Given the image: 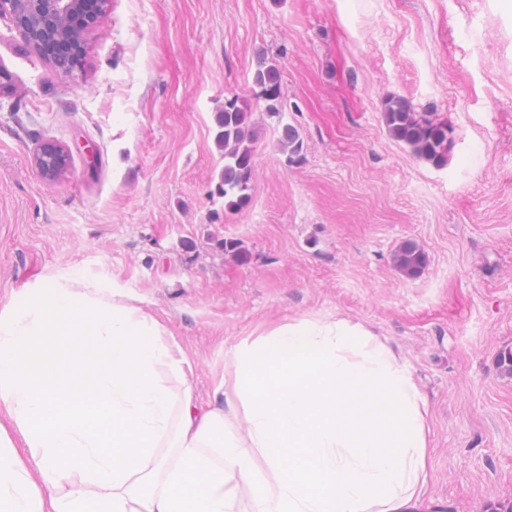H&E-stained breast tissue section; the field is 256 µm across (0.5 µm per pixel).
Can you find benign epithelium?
<instances>
[{
	"instance_id": "1",
	"label": "benign epithelium",
	"mask_w": 512,
	"mask_h": 512,
	"mask_svg": "<svg viewBox=\"0 0 512 512\" xmlns=\"http://www.w3.org/2000/svg\"><path fill=\"white\" fill-rule=\"evenodd\" d=\"M72 10L73 0H25L22 8L17 7V0H0V18L9 17L36 50L57 40V19Z\"/></svg>"
}]
</instances>
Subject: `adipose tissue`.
Wrapping results in <instances>:
<instances>
[{
    "label": "adipose tissue",
    "instance_id": "ef3b65f1",
    "mask_svg": "<svg viewBox=\"0 0 512 512\" xmlns=\"http://www.w3.org/2000/svg\"><path fill=\"white\" fill-rule=\"evenodd\" d=\"M233 355L235 424L190 385L172 390L186 357L116 289L76 272L11 298L0 512H239L243 485L252 512H417L427 403L385 341L346 319L300 320Z\"/></svg>",
    "mask_w": 512,
    "mask_h": 512
}]
</instances>
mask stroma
<instances>
[{"label":"stroma","instance_id":"1","mask_svg":"<svg viewBox=\"0 0 512 512\" xmlns=\"http://www.w3.org/2000/svg\"><path fill=\"white\" fill-rule=\"evenodd\" d=\"M277 66L270 115L253 75ZM252 111L250 201L225 212L215 114ZM446 120L445 166L389 99ZM304 145L288 162L283 124ZM67 168L39 172V148ZM233 239L247 257L225 256ZM426 269L393 267L402 242ZM132 297L223 406L233 348L299 320L365 324L429 404L420 512H512V9L504 0H105L70 72L0 19V300L73 272ZM383 121L390 135L407 144L421 159L436 167L447 163L451 137L446 123L415 112L412 104L403 98L387 103ZM392 262L401 274L415 277L425 270L428 257L416 242L405 241L394 252Z\"/></svg>","mask_w":512,"mask_h":512}]
</instances>
